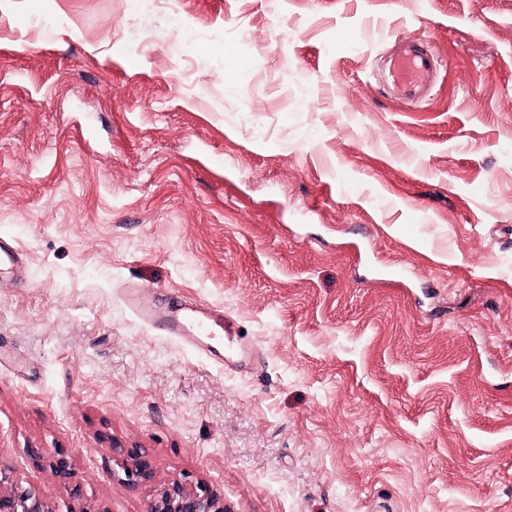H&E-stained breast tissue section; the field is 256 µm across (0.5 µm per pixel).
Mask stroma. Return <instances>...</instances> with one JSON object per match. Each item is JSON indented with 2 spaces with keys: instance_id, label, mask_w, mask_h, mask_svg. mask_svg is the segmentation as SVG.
<instances>
[{
  "instance_id": "1",
  "label": "stroma",
  "mask_w": 512,
  "mask_h": 512,
  "mask_svg": "<svg viewBox=\"0 0 512 512\" xmlns=\"http://www.w3.org/2000/svg\"><path fill=\"white\" fill-rule=\"evenodd\" d=\"M412 33L420 103L382 77ZM1 237L0 459L57 504L62 449L109 512L177 479L227 512H512V0H0ZM4 266L10 269L17 279L23 274L20 254L9 239L0 238V274ZM125 302L141 321L158 327L166 336L181 341L191 349L211 359L224 362V351L216 345L220 342L217 330L226 328L224 315L206 304L177 305L151 301L141 288H129ZM117 469L112 470V478L127 487L147 485L153 478V465L151 459L142 448L128 446L119 448Z\"/></svg>"
}]
</instances>
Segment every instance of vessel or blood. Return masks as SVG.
Segmentation results:
<instances>
[{"instance_id":"b4317fda","label":"vessel or blood","mask_w":512,"mask_h":512,"mask_svg":"<svg viewBox=\"0 0 512 512\" xmlns=\"http://www.w3.org/2000/svg\"><path fill=\"white\" fill-rule=\"evenodd\" d=\"M441 62L440 57L418 35L402 38L401 48L390 68V77L399 94L406 98H419L428 90V78ZM21 277V257L9 239L0 238V268ZM125 302L141 321L158 327L191 349L209 358L223 359L217 335L224 326V316L205 304L177 305L151 301L140 288L127 289Z\"/></svg>"}]
</instances>
